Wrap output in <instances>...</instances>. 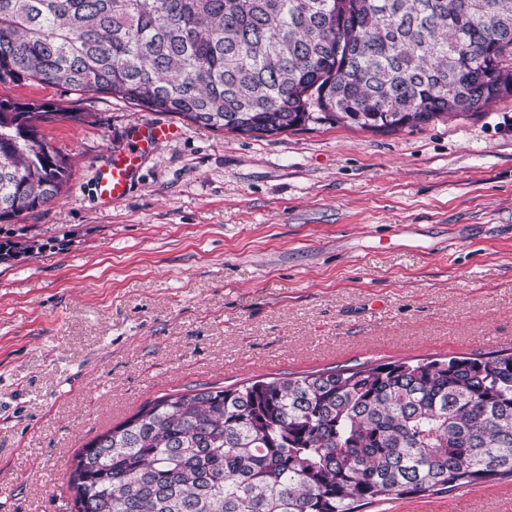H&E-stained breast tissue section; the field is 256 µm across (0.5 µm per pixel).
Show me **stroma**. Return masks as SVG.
<instances>
[{
    "mask_svg": "<svg viewBox=\"0 0 512 512\" xmlns=\"http://www.w3.org/2000/svg\"><path fill=\"white\" fill-rule=\"evenodd\" d=\"M89 122L43 123L72 160L45 206L0 223V512H70L73 457L147 401L340 365L512 347V96L377 133L239 135L5 79ZM128 195L96 173L143 123ZM366 512H512V481Z\"/></svg>",
    "mask_w": 512,
    "mask_h": 512,
    "instance_id": "35a3bbf8",
    "label": "stroma"
}]
</instances>
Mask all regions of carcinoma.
I'll return each mask as SVG.
<instances>
[{
    "label": "carcinoma",
    "mask_w": 512,
    "mask_h": 512,
    "mask_svg": "<svg viewBox=\"0 0 512 512\" xmlns=\"http://www.w3.org/2000/svg\"><path fill=\"white\" fill-rule=\"evenodd\" d=\"M6 77L215 131L394 132L512 95V0H0ZM53 115L90 118L0 100V223L69 182ZM74 460L73 512H360L509 480L512 349L191 388Z\"/></svg>",
    "instance_id": "carcinoma-1"
}]
</instances>
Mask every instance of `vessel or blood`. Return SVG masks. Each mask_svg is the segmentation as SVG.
Here are the masks:
<instances>
[{"label": "vessel or blood", "mask_w": 512, "mask_h": 512, "mask_svg": "<svg viewBox=\"0 0 512 512\" xmlns=\"http://www.w3.org/2000/svg\"><path fill=\"white\" fill-rule=\"evenodd\" d=\"M174 133V128L169 126H136L128 145L124 149L112 152L108 163L100 169L97 175V190L100 196L109 201L124 198L130 189L131 179L142 153Z\"/></svg>", "instance_id": "1"}]
</instances>
